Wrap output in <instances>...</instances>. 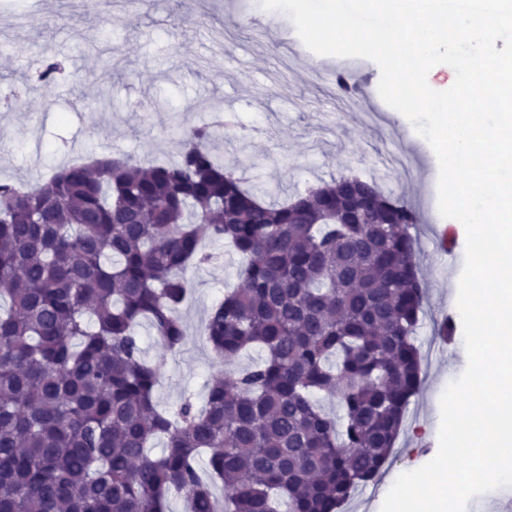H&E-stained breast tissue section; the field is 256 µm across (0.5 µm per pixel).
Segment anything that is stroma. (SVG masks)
<instances>
[{
    "label": "stroma",
    "mask_w": 512,
    "mask_h": 512,
    "mask_svg": "<svg viewBox=\"0 0 512 512\" xmlns=\"http://www.w3.org/2000/svg\"><path fill=\"white\" fill-rule=\"evenodd\" d=\"M293 22L261 0H0V181L37 184L75 156L174 160L181 123L209 125L200 100L215 98L235 117L218 152L257 189L281 188L290 198L343 174L365 179L376 168L384 192L417 210V261L426 285L417 344L422 383L407 413V429L377 482L359 489L346 512H381L395 479L438 452L440 397L467 366L462 328L451 337L438 325L457 317L464 245L456 265L441 271L435 248L439 172L427 140L378 93L380 69L361 58L348 74L359 88L342 95L336 56L288 41ZM59 68L47 73L49 61ZM217 261L193 270V291L180 307L186 342L165 350L148 326L141 345L159 363L156 398L177 411L202 402L212 376L227 378L260 359V351L217 363L205 339L207 310L237 284L238 259L223 243L209 244Z\"/></svg>",
    "instance_id": "35a3bbf8"
}]
</instances>
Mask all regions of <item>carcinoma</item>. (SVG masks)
<instances>
[{"instance_id": "carcinoma-1", "label": "carcinoma", "mask_w": 512, "mask_h": 512, "mask_svg": "<svg viewBox=\"0 0 512 512\" xmlns=\"http://www.w3.org/2000/svg\"><path fill=\"white\" fill-rule=\"evenodd\" d=\"M216 139L0 182V512H212L219 485L224 512H343L387 464L421 385L416 212L353 174L267 201ZM207 240L241 257L207 343L263 356L171 414L137 328L181 348Z\"/></svg>"}]
</instances>
